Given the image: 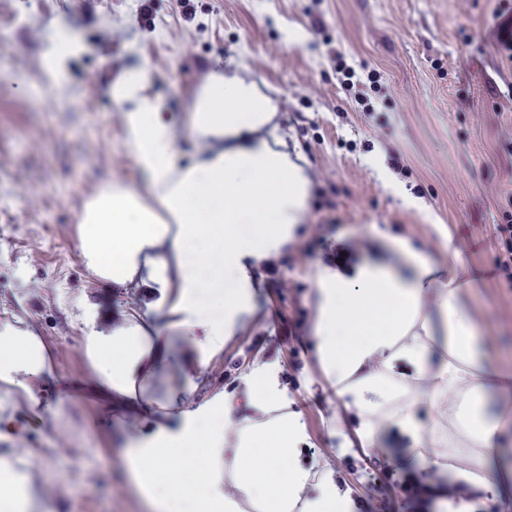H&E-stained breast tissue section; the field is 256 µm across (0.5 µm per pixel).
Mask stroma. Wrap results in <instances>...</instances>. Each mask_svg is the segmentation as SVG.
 Wrapping results in <instances>:
<instances>
[{
  "label": "stroma",
  "instance_id": "obj_1",
  "mask_svg": "<svg viewBox=\"0 0 512 512\" xmlns=\"http://www.w3.org/2000/svg\"><path fill=\"white\" fill-rule=\"evenodd\" d=\"M0 0V323L37 336L48 371L32 393L0 383V462L34 492L31 512H151L131 473L130 448L184 411L226 404L254 417L245 379L274 371L306 440L304 465H328L353 499H376L347 471L336 438L335 391L316 341L292 371L275 308L254 284L253 312L215 352L177 335L134 280L100 279L82 256L85 202L105 184L139 185L111 87L149 65L179 161L206 149L191 105L212 72L247 74L277 103V135L311 180L297 250H283V306L313 313L326 250L364 262L407 247L433 263L456 250L475 280L460 307L485 337L491 367L512 372V290L493 276L495 224L512 214V0ZM71 56L49 80L47 50ZM377 71L352 85L344 65ZM142 326L152 361L133 406L107 399L84 349L90 330ZM262 337L263 350L248 346ZM194 363V388L183 369ZM26 454H19V446ZM98 482L86 488L85 469Z\"/></svg>",
  "mask_w": 512,
  "mask_h": 512
}]
</instances>
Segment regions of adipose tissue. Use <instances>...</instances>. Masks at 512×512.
Returning <instances> with one entry per match:
<instances>
[{"instance_id":"1","label":"adipose tissue","mask_w":512,"mask_h":512,"mask_svg":"<svg viewBox=\"0 0 512 512\" xmlns=\"http://www.w3.org/2000/svg\"><path fill=\"white\" fill-rule=\"evenodd\" d=\"M150 86L144 66L112 87L125 147L146 180L140 190L104 185L85 203L82 254L107 281L155 289V306H171L184 331L203 329L215 348L249 312L255 268L294 241L310 179L286 141L263 136L277 106L251 78L215 73L197 93L191 131L212 148L186 165ZM464 272L453 252L444 269L412 252L400 265L380 258L320 266L314 333L323 370L365 446L396 431L437 474L492 489L507 478L499 439L512 426V383L487 367L477 328L458 305ZM84 347L109 392L133 394L151 355L140 325L90 331ZM43 369L38 338L0 324V382ZM246 384L259 419L235 422L218 406L189 411L176 437L160 431L133 449L132 470L158 512L177 508V497L160 489L163 471L182 467L190 451L224 461L223 477L197 484L194 512H242L246 504L254 512H353L332 470L300 463L303 428L283 411L272 371L259 369ZM422 402L432 413L427 428L415 412Z\"/></svg>"}]
</instances>
